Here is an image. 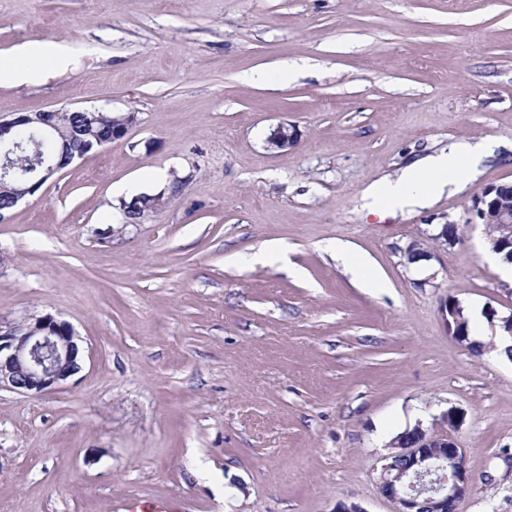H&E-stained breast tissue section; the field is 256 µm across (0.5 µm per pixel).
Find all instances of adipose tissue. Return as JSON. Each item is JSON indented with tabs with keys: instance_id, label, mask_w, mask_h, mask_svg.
Masks as SVG:
<instances>
[{
	"instance_id": "adipose-tissue-1",
	"label": "adipose tissue",
	"mask_w": 512,
	"mask_h": 512,
	"mask_svg": "<svg viewBox=\"0 0 512 512\" xmlns=\"http://www.w3.org/2000/svg\"><path fill=\"white\" fill-rule=\"evenodd\" d=\"M485 144H464L427 155L408 165L394 179L382 178L367 185L363 198L371 212L398 211L430 207L461 176H474Z\"/></svg>"
}]
</instances>
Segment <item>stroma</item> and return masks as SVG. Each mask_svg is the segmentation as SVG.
<instances>
[{
    "label": "stroma",
    "mask_w": 512,
    "mask_h": 512,
    "mask_svg": "<svg viewBox=\"0 0 512 512\" xmlns=\"http://www.w3.org/2000/svg\"><path fill=\"white\" fill-rule=\"evenodd\" d=\"M34 41L68 65L17 55ZM0 57L34 75L0 85L2 119L137 115L0 222V329L50 315L84 346L59 386L0 390L1 507L392 512L381 457L453 407L461 512H512V360L459 346L439 313H512L471 212L512 183V0H0ZM282 123L297 142L270 149ZM484 140L480 176L433 207L364 208L372 181ZM132 185L168 196L137 224ZM449 221L459 242L431 240ZM416 240L423 273L402 263ZM272 242L285 257L262 256ZM336 256L343 262V265L351 272L361 277L366 286H376L378 277L370 267L368 260L360 254L349 249L345 244H336Z\"/></svg>",
    "instance_id": "stroma-1"
}]
</instances>
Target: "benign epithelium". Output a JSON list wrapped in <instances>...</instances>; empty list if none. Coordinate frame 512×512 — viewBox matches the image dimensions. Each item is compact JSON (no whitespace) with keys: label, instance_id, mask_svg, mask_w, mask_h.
I'll return each instance as SVG.
<instances>
[{"label":"benign epithelium","instance_id":"7a95c632","mask_svg":"<svg viewBox=\"0 0 512 512\" xmlns=\"http://www.w3.org/2000/svg\"><path fill=\"white\" fill-rule=\"evenodd\" d=\"M67 110H43L26 113L10 120H0V187L17 180L20 166L16 150L4 140V135L19 125H35L40 135L58 127L66 118ZM136 115L128 112L112 119V139L125 135ZM297 141L295 129L282 123L268 137L273 149H286ZM84 157L83 152L64 151L58 162H47V176L51 177L73 162ZM512 184H490L474 199L472 211L484 225H496L499 236L487 237L492 251L500 254L512 248V210L502 204L504 189ZM166 201L163 196L142 195L132 200L133 208L146 216L160 210ZM459 306L448 308L441 304L440 313L448 335L460 346H467L468 334L461 328L464 320ZM491 326L512 337V313L500 316L488 309ZM79 347L71 326L52 316L35 319L25 331L0 330V389L40 393L59 385L81 370ZM463 413L449 409L440 421L453 423L451 429H425L417 424L411 430V440L402 437L390 443L393 451L382 457L378 474L380 494L393 505L392 512H461V503L470 495L471 476L466 468L464 451L454 431L459 428Z\"/></svg>","mask_w":512,"mask_h":512}]
</instances>
